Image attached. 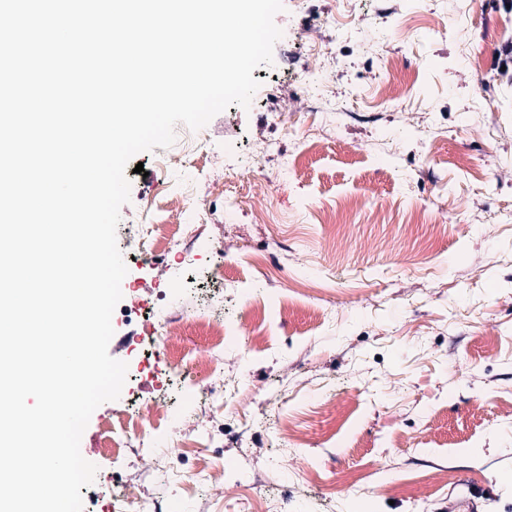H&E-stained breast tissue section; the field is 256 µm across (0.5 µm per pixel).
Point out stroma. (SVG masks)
Returning a JSON list of instances; mask_svg holds the SVG:
<instances>
[{
  "label": "stroma",
  "mask_w": 512,
  "mask_h": 512,
  "mask_svg": "<svg viewBox=\"0 0 512 512\" xmlns=\"http://www.w3.org/2000/svg\"><path fill=\"white\" fill-rule=\"evenodd\" d=\"M273 62L253 70L249 108L209 123L196 156L178 145L138 154L117 243L133 285L110 355L136 333L137 361L118 400L91 415L81 445L97 467L84 512H114V474L131 499L172 512H512V0H282ZM336 19L324 26V17ZM328 41L312 54L306 30ZM317 82L320 101L291 74ZM280 147L273 183L247 175L250 156ZM242 211L154 258L126 233L149 203L163 219L185 181L224 191ZM337 211L333 225L319 217ZM286 246L289 290L245 257L269 237ZM224 248V284L206 281ZM222 297L236 322L224 344L226 402H201L213 352L188 334L175 355L154 343L160 299L196 307ZM269 302L268 344L254 347L248 297ZM289 302L288 317L279 305ZM176 367L152 445L115 463L98 453L101 422H121Z\"/></svg>",
  "instance_id": "obj_1"
}]
</instances>
